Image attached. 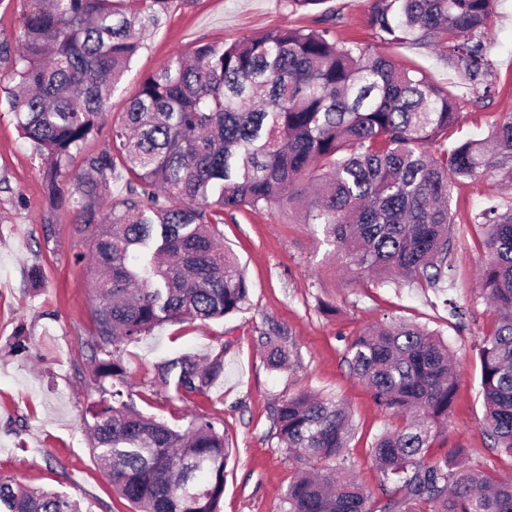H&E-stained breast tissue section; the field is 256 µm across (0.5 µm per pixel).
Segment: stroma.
<instances>
[{
    "mask_svg": "<svg viewBox=\"0 0 512 512\" xmlns=\"http://www.w3.org/2000/svg\"><path fill=\"white\" fill-rule=\"evenodd\" d=\"M371 2L322 0L310 11L296 12L288 0H172L157 25L140 29L142 46L110 99L107 123L66 165L57 195L43 177L46 157L24 138L9 109L12 61L0 58V478L68 494L82 512H131L90 449L89 408L99 398L86 346L94 326L93 274L77 231L75 177L87 156L111 148L112 123L142 79L174 54L277 27H326L337 39L353 37L378 49L367 24ZM484 42L491 70L488 96L470 85L446 47L410 43L394 51L400 62L420 66L455 96L458 119L449 140L485 138L494 122L512 113V0H498ZM449 195L454 224L442 289L347 268L321 229L305 223L303 207L284 200L260 211L225 213L220 226L225 249L245 271L244 311L207 323H166L125 345L127 386L138 410L179 428L193 411L223 429L231 448L223 512H279L280 494L301 465L279 448L270 409L305 390L348 406L356 430L347 464L364 487L378 492L382 476L371 445L404 421L376 404L346 356L365 329L395 319L440 334L456 362L454 407L430 457L463 446L471 468L512 476V456L499 451L482 426L478 350L496 314L478 286L487 253L484 228L477 222L489 199L512 207V166L453 182ZM447 297L464 309L463 320L449 318ZM265 336L287 347V367L270 368L258 345ZM219 352L224 376L207 397L186 402L150 385L155 367L169 358Z\"/></svg>",
    "mask_w": 512,
    "mask_h": 512,
    "instance_id": "1",
    "label": "stroma"
}]
</instances>
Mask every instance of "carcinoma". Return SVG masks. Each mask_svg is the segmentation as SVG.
<instances>
[{"mask_svg":"<svg viewBox=\"0 0 512 512\" xmlns=\"http://www.w3.org/2000/svg\"><path fill=\"white\" fill-rule=\"evenodd\" d=\"M170 0H29L13 54L11 111L24 137L63 167L107 119L108 101ZM495 0H372L368 24L384 45L447 44L475 87L490 90L483 30ZM457 104L423 70L330 30L291 26L198 46L146 77L113 124L130 173L128 196L100 210L116 168L112 153L87 158L76 177L83 234L96 273L91 341L100 400L89 412L91 450L133 512H221L229 448L224 431L192 413L183 429L124 399L122 345L165 322L222 319L244 309L243 271L218 243L224 212L304 205L328 244L360 271L393 272L436 288L447 277L453 215L449 183L512 162V114L483 141L448 145ZM488 260L479 288L498 311L480 350L486 434L512 455V209L485 207ZM272 367L288 349L260 341ZM348 366L378 405L408 418L379 435L380 510L348 472L353 434L344 403L301 392L272 407L288 458L322 464L281 494V512H512V479L466 465L458 447L428 456L448 421L458 382L448 345L403 320L369 329ZM224 373V351L155 368L151 384L205 397ZM110 387H105V382ZM0 512H81L66 495L0 479Z\"/></svg>","mask_w":512,"mask_h":512,"instance_id":"cac0c4a2","label":"carcinoma"}]
</instances>
